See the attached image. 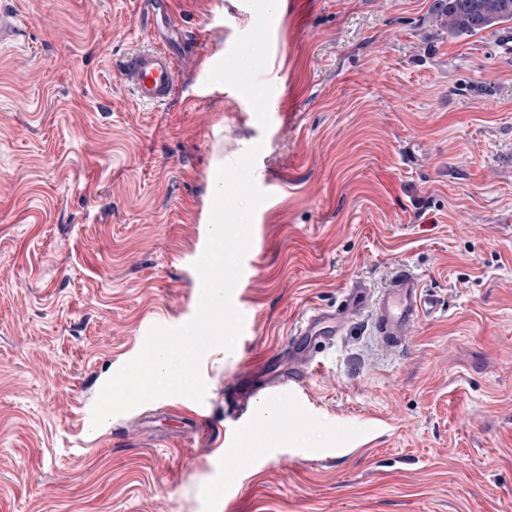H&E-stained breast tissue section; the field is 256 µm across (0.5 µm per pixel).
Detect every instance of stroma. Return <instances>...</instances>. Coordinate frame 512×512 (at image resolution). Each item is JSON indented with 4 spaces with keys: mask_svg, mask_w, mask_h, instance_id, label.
<instances>
[{
    "mask_svg": "<svg viewBox=\"0 0 512 512\" xmlns=\"http://www.w3.org/2000/svg\"><path fill=\"white\" fill-rule=\"evenodd\" d=\"M5 2L27 37L0 43V512H512V21L457 37L434 0H166L202 71L156 111L112 67L156 0ZM256 145L246 331L202 359L203 401L93 426L149 331L195 315L216 171ZM402 267L447 297L403 356L359 323L239 414L243 370Z\"/></svg>",
    "mask_w": 512,
    "mask_h": 512,
    "instance_id": "obj_1",
    "label": "stroma"
}]
</instances>
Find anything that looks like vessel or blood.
Returning <instances> with one entry per match:
<instances>
[{"mask_svg": "<svg viewBox=\"0 0 512 512\" xmlns=\"http://www.w3.org/2000/svg\"><path fill=\"white\" fill-rule=\"evenodd\" d=\"M196 53L173 54L165 42L151 41L128 49L118 60L116 71L133 98L155 109L166 106L175 96L182 74L197 70ZM445 300L425 288L409 270L393 274L377 293L355 282L336 309L311 310L300 330L288 338V363H272L269 373H244L233 400L244 410L260 391L274 393L302 386L316 363V349L360 321H368L378 346L390 355L402 354L412 330L443 309Z\"/></svg>", "mask_w": 512, "mask_h": 512, "instance_id": "vessel-or-blood-1", "label": "vessel or blood"}]
</instances>
